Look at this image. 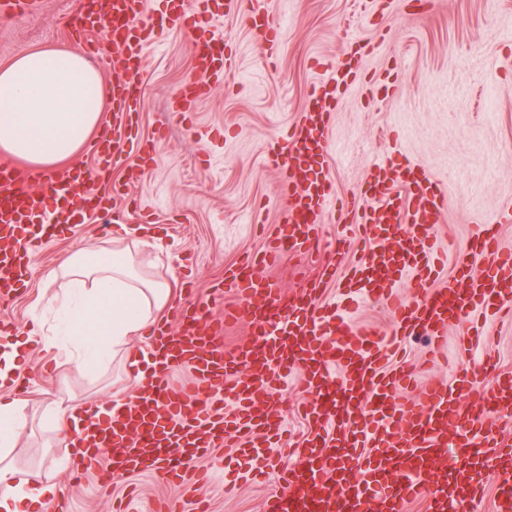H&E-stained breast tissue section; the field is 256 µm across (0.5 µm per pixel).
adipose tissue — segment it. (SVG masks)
<instances>
[{"instance_id": "1", "label": "adipose tissue", "mask_w": 512, "mask_h": 512, "mask_svg": "<svg viewBox=\"0 0 512 512\" xmlns=\"http://www.w3.org/2000/svg\"><path fill=\"white\" fill-rule=\"evenodd\" d=\"M105 80L76 50L44 49L18 54L0 67V152L29 166L51 169L81 150L101 125ZM68 286L43 296L61 327L57 355L94 378L112 362L140 382L153 361L143 347L157 312L170 300L164 282L151 277L128 250L102 244L64 258ZM0 512H38L58 496L50 482L16 481L0 466Z\"/></svg>"}]
</instances>
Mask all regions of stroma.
<instances>
[{"instance_id": "stroma-1", "label": "stroma", "mask_w": 512, "mask_h": 512, "mask_svg": "<svg viewBox=\"0 0 512 512\" xmlns=\"http://www.w3.org/2000/svg\"><path fill=\"white\" fill-rule=\"evenodd\" d=\"M40 2L37 12L0 22V65L25 51L85 50L68 25L75 0ZM272 8L281 19L274 60L239 15L220 13L200 29V37L220 38L235 54V72L212 83L191 112L169 110L193 72L191 39L167 30L146 51L132 134L150 141V158H131L110 174L111 185L126 194L123 224L143 230L145 245L137 253L144 268L175 294L190 276L196 300L212 310L236 303L234 294L219 291L224 269L273 238L282 207L268 138L296 124L313 85L350 42L361 48L364 79L336 102L331 153L323 163L336 191V221L322 224L320 250L330 254L343 237V264L357 261L365 240L348 231L353 200L368 190L378 166L411 162L447 184L452 200L431 229L432 242L465 251L481 222L512 199V0H435L422 14L410 0H272ZM104 240L90 223L44 241L29 254L27 291L0 302V319L25 333L39 316L41 296L67 285L66 278L49 275L60 257ZM324 300L338 304L356 326L380 333L390 327L384 301L346 300L334 287ZM474 332L482 335L481 348L467 345ZM53 342L49 332L37 337L19 361L29 393L18 400L27 425L10 452L16 479L57 484L69 512H115L125 504L130 512H147L158 499L201 502L208 512H264L265 500L280 488L285 453L272 444L241 455L232 434L205 459L206 481L189 474L168 484L140 474L104 489L92 471L74 484L72 450L56 442L46 415L68 398L104 399L127 383L114 364L96 379L85 377L58 359ZM433 347L432 337L414 336L396 354V361L418 368L398 403L436 382L454 381L485 351L497 358L498 370L512 371V325L494 317L460 318L441 353Z\"/></svg>"}]
</instances>
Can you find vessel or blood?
Returning <instances> with one entry per match:
<instances>
[{
	"instance_id": "1",
	"label": "vessel or blood",
	"mask_w": 512,
	"mask_h": 512,
	"mask_svg": "<svg viewBox=\"0 0 512 512\" xmlns=\"http://www.w3.org/2000/svg\"><path fill=\"white\" fill-rule=\"evenodd\" d=\"M225 9L247 13L268 53L279 51L281 26L269 0H162L155 9L147 0H77L73 31L84 36L92 56H115L104 75L112 120L87 146L96 166L85 182L100 180L129 156L125 142L139 109L145 49L155 32L170 27L189 35ZM193 56L195 75L185 81L173 111H192L206 92L205 76L227 77L234 70V57L223 44L194 42ZM357 71L349 62L314 84L298 123L285 136L270 137L284 201L278 232L259 257L225 268L224 286L238 301L223 316H213L191 297L178 301L175 324L155 340L161 370L88 435L78 466L96 471L103 484H111L119 471L183 479L231 431L240 434L242 453H255L284 428L276 382L293 369L308 394V426L267 512H374L377 503L383 512H406L415 500L425 502L426 512H459L479 504L478 478L488 470L497 478L496 512H512V439L496 427L512 417V373L499 372L488 389L481 368H466L460 382L480 408L474 416L453 388L440 383L395 407V392L412 368L390 364L399 338L420 332L445 343L449 325L461 314L504 313L512 319V253L502 249L494 226L478 228L469 255L457 256L447 284L436 286L429 229L446 215L448 191L414 163L380 169L369 186L371 203L360 206L369 246L342 281L362 289L364 298L387 303L392 329L385 336L326 307L325 273L305 277L292 293L255 274L257 264L318 253L333 184L314 174L312 165L330 149L336 98ZM74 179L68 168L30 170L0 157L1 302L25 285L27 251L38 237L64 235L91 213L119 211L117 191L70 198ZM473 256L483 259L481 272L472 271ZM407 279L415 292L403 298L396 290ZM239 323L253 329L260 349L225 350V326ZM179 366L189 367L192 378L175 386L168 375ZM217 388L223 398H214Z\"/></svg>"
}]
</instances>
